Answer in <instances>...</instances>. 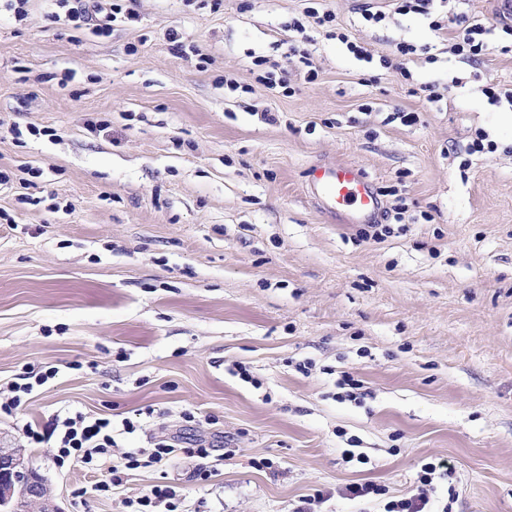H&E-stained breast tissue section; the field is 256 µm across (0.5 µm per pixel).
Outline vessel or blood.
Here are the masks:
<instances>
[{"label":"vessel or blood","instance_id":"obj_1","mask_svg":"<svg viewBox=\"0 0 512 512\" xmlns=\"http://www.w3.org/2000/svg\"><path fill=\"white\" fill-rule=\"evenodd\" d=\"M308 185L324 212L350 224L367 222L379 208L373 182L349 164L312 167Z\"/></svg>","mask_w":512,"mask_h":512}]
</instances>
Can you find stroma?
Segmentation results:
<instances>
[{
	"mask_svg": "<svg viewBox=\"0 0 512 512\" xmlns=\"http://www.w3.org/2000/svg\"><path fill=\"white\" fill-rule=\"evenodd\" d=\"M380 2L136 0L105 37L58 21L57 0L22 18L0 0V391L25 365L57 370L0 416V443L61 512H131L157 485L182 512H383L428 462L452 512H512V104L482 92L512 86V54L498 29L478 64L420 15L370 25ZM403 42L429 49L407 79L379 63ZM274 63L291 93L260 82ZM479 129L497 150L461 167ZM317 163L373 181V224L321 212ZM75 413L112 421L98 465L23 435ZM199 439L208 457L181 453ZM365 481L387 495L350 498Z\"/></svg>",
	"mask_w": 512,
	"mask_h": 512,
	"instance_id": "obj_1",
	"label": "stroma"
}]
</instances>
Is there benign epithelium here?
<instances>
[{"label":"benign epithelium","instance_id":"7a95c632","mask_svg":"<svg viewBox=\"0 0 512 512\" xmlns=\"http://www.w3.org/2000/svg\"><path fill=\"white\" fill-rule=\"evenodd\" d=\"M0 512H60L47 479L19 448L0 446Z\"/></svg>","mask_w":512,"mask_h":512}]
</instances>
